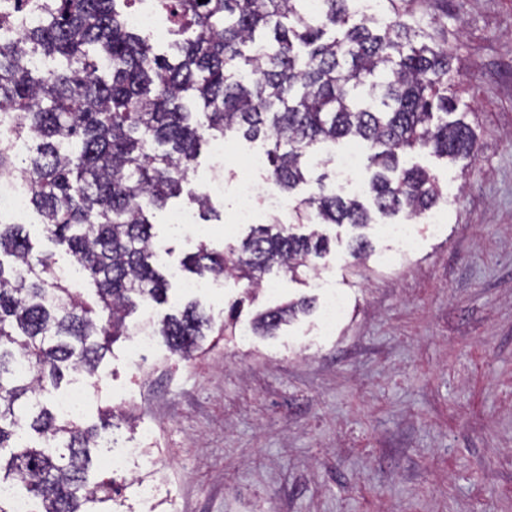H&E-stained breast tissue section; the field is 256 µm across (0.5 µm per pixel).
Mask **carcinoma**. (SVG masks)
Wrapping results in <instances>:
<instances>
[{
  "mask_svg": "<svg viewBox=\"0 0 512 512\" xmlns=\"http://www.w3.org/2000/svg\"><path fill=\"white\" fill-rule=\"evenodd\" d=\"M135 0H14L0 11V173L33 186L31 205L45 237L95 286L96 299L64 285L50 254L36 255L22 224L0 221V485L19 486L38 512H112L116 479L91 477L98 426L48 406L66 374L98 376L126 318L144 303L167 302L149 214L185 192L202 143L233 132L262 140L266 181L289 200L288 221L259 225L222 252L200 244L181 265L200 278L231 276L255 290L277 269L295 278L328 250L320 224L357 231L350 255L372 245L377 219L422 216L445 199L438 177L406 165L425 151L470 159L476 134L448 94L456 54L440 27L412 8L383 0L381 14L353 0H157L181 36L177 63L155 54L125 24ZM265 48L255 55L256 46ZM206 122L191 121L187 93ZM32 142L25 157L15 141ZM362 147L368 189L343 194L311 171L332 162L339 143ZM313 226L307 233L293 225ZM314 299L259 314L272 334ZM174 355L191 358L218 327L200 303L167 314L155 329Z\"/></svg>",
  "mask_w": 512,
  "mask_h": 512,
  "instance_id": "1",
  "label": "carcinoma"
}]
</instances>
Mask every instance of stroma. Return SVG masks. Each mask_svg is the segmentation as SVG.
<instances>
[{
	"label": "stroma",
	"instance_id": "obj_1",
	"mask_svg": "<svg viewBox=\"0 0 512 512\" xmlns=\"http://www.w3.org/2000/svg\"><path fill=\"white\" fill-rule=\"evenodd\" d=\"M440 17L460 59L451 91L478 135L474 160L430 153L406 164L433 172L448 192L438 223L412 219L415 245L400 254L380 226L361 264L350 227L323 226L326 285L272 272L246 297L228 277L202 295L214 323L243 300L240 335L195 358L155 337L144 362L120 337L85 390L83 420L133 412L119 445L148 433L154 445L133 475L155 472L160 494L140 500L127 483L114 512H512V0H415ZM224 196L190 230L168 224L170 200L152 219L166 264L179 268L199 244L223 251L252 225L236 221L235 184L251 143L226 137ZM345 303L330 330L319 309ZM308 297L316 310L275 335L253 332L256 313Z\"/></svg>",
	"mask_w": 512,
	"mask_h": 512
}]
</instances>
